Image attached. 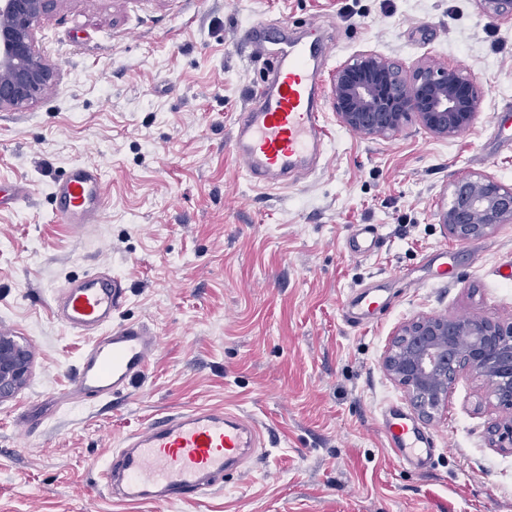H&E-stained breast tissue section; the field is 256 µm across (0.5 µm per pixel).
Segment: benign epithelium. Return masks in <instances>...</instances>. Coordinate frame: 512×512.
Returning <instances> with one entry per match:
<instances>
[{
  "instance_id": "benign-epithelium-1",
  "label": "benign epithelium",
  "mask_w": 512,
  "mask_h": 512,
  "mask_svg": "<svg viewBox=\"0 0 512 512\" xmlns=\"http://www.w3.org/2000/svg\"><path fill=\"white\" fill-rule=\"evenodd\" d=\"M64 0H0V110L18 109L42 95L56 67L36 45L43 15ZM494 21H512V0H477ZM332 110L345 129L389 138L416 120L430 135L451 138L474 123L484 98L473 76L457 67L399 61L366 50L340 64L330 84ZM440 223L459 241L483 237L512 223V186L489 174H465L451 184ZM418 416L434 419L448 405L459 373L481 381L496 406L512 410V321L423 314L400 325L382 361ZM32 356L11 334H0V401L30 378ZM491 443L512 447V417L488 427Z\"/></svg>"
}]
</instances>
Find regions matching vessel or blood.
<instances>
[{"instance_id":"vessel-or-blood-1","label":"vessel or blood","mask_w":512,"mask_h":512,"mask_svg":"<svg viewBox=\"0 0 512 512\" xmlns=\"http://www.w3.org/2000/svg\"><path fill=\"white\" fill-rule=\"evenodd\" d=\"M241 42L249 58L267 63L268 73L235 119L234 160L253 187L284 189L327 158L330 131L317 90L334 38H295L287 23L258 21ZM50 196L59 222L80 229L98 223L107 190L98 166L76 162L64 178L52 181ZM126 299L123 280L106 270L67 281L59 290V321L95 337L72 397L103 398L124 390L157 352L159 338L148 326L115 321ZM386 307L385 299L365 291L346 304L344 319L359 324ZM378 431L396 459L409 465L429 467L441 446L435 432L416 425L394 404L381 414ZM262 446L263 433L253 421L225 407L195 406L129 434L106 459L101 477L114 499L173 503L219 489L225 473L258 458Z\"/></svg>"}]
</instances>
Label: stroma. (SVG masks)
<instances>
[{
    "label": "stroma",
    "instance_id": "obj_1",
    "mask_svg": "<svg viewBox=\"0 0 512 512\" xmlns=\"http://www.w3.org/2000/svg\"><path fill=\"white\" fill-rule=\"evenodd\" d=\"M263 19L335 31L333 68L362 50L464 68L481 109L447 139L413 121L371 139L327 114L325 168L255 189L230 141L265 73L238 38ZM37 39L53 85L0 111V188L30 190L26 205L0 208V327L33 354L27 385L0 403V512H512V453L491 447L499 411L469 373L428 424L442 442L430 468L399 463L375 428L384 405L407 402L381 368L402 323L512 321V224L472 240L455 279H429L437 250L457 244L437 216L450 182L481 173L512 185V139L498 130L512 117L511 22L476 0H64ZM77 161L101 167L109 196L78 232L49 196ZM360 224L381 237L367 257L346 247ZM98 269L125 282L119 320L162 342L120 394L82 401L68 393L93 338L57 320L53 294ZM379 284L389 310L348 326L343 305ZM196 405L271 430L262 462L196 499H112L99 462L153 417Z\"/></svg>",
    "mask_w": 512,
    "mask_h": 512
}]
</instances>
